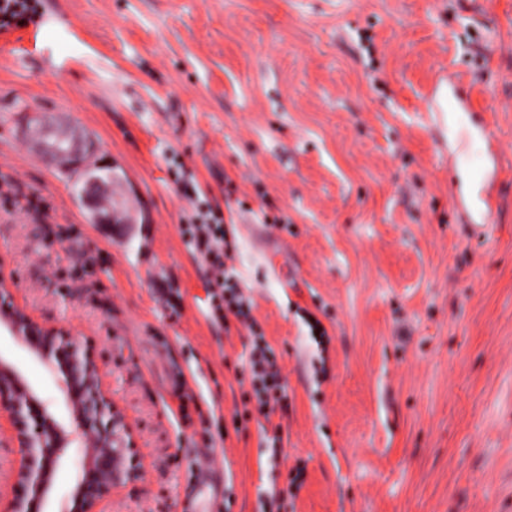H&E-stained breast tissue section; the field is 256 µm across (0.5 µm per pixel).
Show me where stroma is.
I'll use <instances>...</instances> for the list:
<instances>
[{
  "mask_svg": "<svg viewBox=\"0 0 512 512\" xmlns=\"http://www.w3.org/2000/svg\"><path fill=\"white\" fill-rule=\"evenodd\" d=\"M441 69L504 165L482 237L434 154ZM30 112L94 141L121 178L116 225L26 146ZM174 152L212 204L247 203L227 230L288 379L275 464L256 422L229 427L242 339L208 318ZM265 196L287 229L253 223ZM0 259L28 314L91 347L133 431L142 475L103 512H264L298 465L288 512H512V0H44L0 34ZM0 359L69 421L4 329Z\"/></svg>",
  "mask_w": 512,
  "mask_h": 512,
  "instance_id": "1",
  "label": "stroma"
}]
</instances>
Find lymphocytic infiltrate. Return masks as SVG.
<instances>
[{"label": "lymphocytic infiltrate", "mask_w": 512, "mask_h": 512, "mask_svg": "<svg viewBox=\"0 0 512 512\" xmlns=\"http://www.w3.org/2000/svg\"><path fill=\"white\" fill-rule=\"evenodd\" d=\"M170 175L183 196L194 203V210L181 225L180 232L204 272L209 318L221 326L237 322L247 332L248 356L239 372L241 379L249 384L244 394L242 418L271 424L272 431L265 434L264 440L271 450H278L282 428L274 424L273 419L288 411V381L275 349L253 314L251 300L239 285L240 276L233 264V246L224 225V214L210 204L185 163H178Z\"/></svg>", "instance_id": "f902f5d3"}]
</instances>
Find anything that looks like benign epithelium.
I'll return each instance as SVG.
<instances>
[{
	"instance_id": "benign-epithelium-1",
	"label": "benign epithelium",
	"mask_w": 512,
	"mask_h": 512,
	"mask_svg": "<svg viewBox=\"0 0 512 512\" xmlns=\"http://www.w3.org/2000/svg\"><path fill=\"white\" fill-rule=\"evenodd\" d=\"M25 140L37 154L79 171L77 197L96 224H112L114 207L97 191L99 172L90 166L95 147L79 132L41 116L27 119ZM12 275L0 273V328L39 358L65 396L70 423L60 421L21 373L0 360V418L6 417L16 448L13 484L0 485L3 512H47L56 472L65 460L79 468L73 507L60 512H100L112 490L137 477V447L124 415L112 401L91 350L65 326L42 324L16 303ZM23 493L16 494L13 487Z\"/></svg>"
}]
</instances>
